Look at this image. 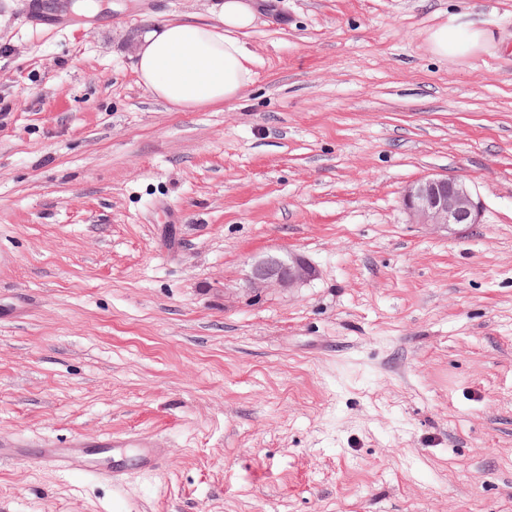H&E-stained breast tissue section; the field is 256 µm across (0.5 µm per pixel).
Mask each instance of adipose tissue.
<instances>
[{"mask_svg": "<svg viewBox=\"0 0 512 512\" xmlns=\"http://www.w3.org/2000/svg\"><path fill=\"white\" fill-rule=\"evenodd\" d=\"M258 17L256 0H220L212 19H168L150 26L135 54L134 72L151 95L179 109L228 104L252 80L243 35ZM492 33L460 16L429 29L426 43L440 60L473 54Z\"/></svg>", "mask_w": 512, "mask_h": 512, "instance_id": "1", "label": "adipose tissue"}]
</instances>
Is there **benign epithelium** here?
Here are the masks:
<instances>
[{
    "instance_id": "1",
    "label": "benign epithelium",
    "mask_w": 512,
    "mask_h": 512,
    "mask_svg": "<svg viewBox=\"0 0 512 512\" xmlns=\"http://www.w3.org/2000/svg\"><path fill=\"white\" fill-rule=\"evenodd\" d=\"M402 202L412 224L448 233L459 225L480 223V202L456 176H425L406 188ZM315 275V268L304 257L290 252L258 258L251 264L246 280L253 296L258 297L268 288H297Z\"/></svg>"
}]
</instances>
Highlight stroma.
<instances>
[{"label":"stroma","instance_id":"obj_1","mask_svg":"<svg viewBox=\"0 0 512 512\" xmlns=\"http://www.w3.org/2000/svg\"><path fill=\"white\" fill-rule=\"evenodd\" d=\"M37 2L0 0V442L168 454L0 463V512H512V0H278L185 112L135 48L217 0ZM452 14L494 43L433 57ZM436 173L479 223H409ZM288 251L317 277L251 299ZM104 445L101 448L103 452H107L114 448H125L128 444H130L133 448H135L134 455V464L137 469L146 474H151L158 471L167 455V448H158L155 445V442L150 438H138L132 441H126L124 444H117L115 441L107 440L102 442Z\"/></svg>","mask_w":512,"mask_h":512}]
</instances>
